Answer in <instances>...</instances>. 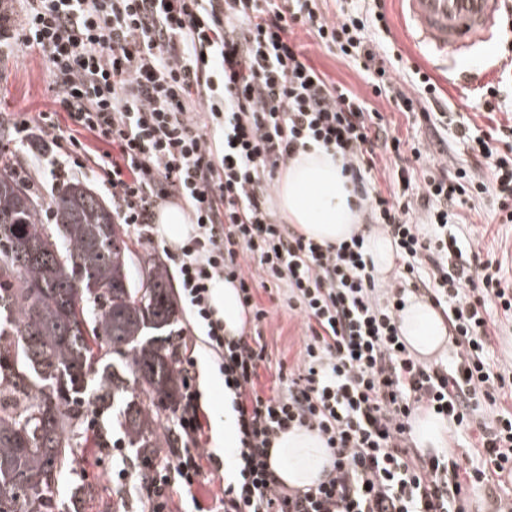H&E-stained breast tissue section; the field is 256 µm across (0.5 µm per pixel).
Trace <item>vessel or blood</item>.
<instances>
[{
    "label": "vessel or blood",
    "mask_w": 512,
    "mask_h": 512,
    "mask_svg": "<svg viewBox=\"0 0 512 512\" xmlns=\"http://www.w3.org/2000/svg\"><path fill=\"white\" fill-rule=\"evenodd\" d=\"M417 40L438 58L457 62L496 40L502 0H399Z\"/></svg>",
    "instance_id": "vessel-or-blood-1"
}]
</instances>
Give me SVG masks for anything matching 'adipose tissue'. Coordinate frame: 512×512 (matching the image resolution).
Segmentation results:
<instances>
[{"label":"adipose tissue","mask_w":512,"mask_h":512,"mask_svg":"<svg viewBox=\"0 0 512 512\" xmlns=\"http://www.w3.org/2000/svg\"><path fill=\"white\" fill-rule=\"evenodd\" d=\"M276 203L281 215L305 237L322 245H339L356 233H364L377 272L393 265V249L380 227H367L365 205L352 192L342 173V163L332 152L308 145L291 157L277 184ZM189 208L169 204L155 216V232L167 244L178 245L194 231ZM214 318L223 320L227 335H239L245 325L237 289L226 280L210 287ZM400 332L411 350L428 357L441 350L448 328L430 302L410 298L402 313ZM277 478L287 486L304 488L318 483L330 468V456L317 433L292 428L279 434L269 450Z\"/></svg>","instance_id":"1"}]
</instances>
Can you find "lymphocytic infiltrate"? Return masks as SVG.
Here are the masks:
<instances>
[{"mask_svg":"<svg viewBox=\"0 0 512 512\" xmlns=\"http://www.w3.org/2000/svg\"><path fill=\"white\" fill-rule=\"evenodd\" d=\"M19 32L0 17V48L15 39L48 59L70 122L112 147L96 158L121 223L149 236L154 210L176 199L196 231L179 246L181 292L219 359L236 415V471L224 512H470L487 492L488 512H512V362L493 360V312L512 317V281L495 257L462 238L456 210L492 195V217L512 223V125L484 134L459 122L469 169L389 134L383 116L312 65L298 30L362 64L375 95L399 111H443L435 82L398 87L366 30H386L383 11L327 19L319 0H25ZM334 150L369 218L391 237L398 268L379 287L365 238L339 246L305 238L269 206L274 181L300 149ZM398 161V188L371 180L378 155ZM489 169L491 180L479 176ZM236 283L254 324L268 310L259 290H283L304 320L298 361L270 366L259 338L228 336L209 305L212 283ZM427 297L448 327L449 359L427 363L400 334L406 300ZM445 421L455 443L474 436L468 459L421 451L418 412ZM317 431L331 468L317 485L281 484L268 462L279 433ZM197 394L175 411L179 447L163 467L122 471L126 490H145L149 512H167L173 484L208 481L198 446Z\"/></svg>","mask_w":512,"mask_h":512,"instance_id":"1","label":"lymphocytic infiltrate"}]
</instances>
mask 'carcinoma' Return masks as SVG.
I'll list each match as a JSON object with an SVG mask.
<instances>
[{
    "label": "carcinoma",
    "mask_w": 512,
    "mask_h": 512,
    "mask_svg": "<svg viewBox=\"0 0 512 512\" xmlns=\"http://www.w3.org/2000/svg\"><path fill=\"white\" fill-rule=\"evenodd\" d=\"M9 170L0 167V512H57L47 467L71 465L81 404L119 405L142 459L161 447L160 409L175 410L182 389L177 310L158 266L133 277L112 209L89 186L63 187L44 224Z\"/></svg>",
    "instance_id": "obj_1"
}]
</instances>
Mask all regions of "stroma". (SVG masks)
Returning <instances> with one entry per match:
<instances>
[{
    "instance_id": "stroma-1",
    "label": "stroma",
    "mask_w": 512,
    "mask_h": 512,
    "mask_svg": "<svg viewBox=\"0 0 512 512\" xmlns=\"http://www.w3.org/2000/svg\"><path fill=\"white\" fill-rule=\"evenodd\" d=\"M388 29L380 33L379 41L392 56L398 57L402 75L421 69L431 76L448 99L449 110L445 123L469 118L482 132L501 125H512V12L504 13L502 37L496 41L490 54L473 57V68L484 71L485 82L501 84L506 108L486 111L476 101L481 89L477 83H465L455 76L456 66L443 63L421 45L414 43L411 29L400 13L397 0H384ZM298 40L307 58L333 82L340 84L385 117L388 130L401 138L419 142L427 140V125L420 114L399 112L392 100L374 96L361 71L336 52L320 45L313 35L298 31ZM484 82V83H485ZM57 90L43 55L35 50H19L0 55V154L14 165H26L34 146L43 145V137L34 144H18L13 139V122L20 118L38 119L40 113L54 114L60 128H68L69 121L56 97ZM491 196L476 200L474 208L460 211V228L468 239L477 240L481 251L492 253L502 263V273L512 279V223L496 224L491 220ZM124 239L131 250L133 270H141L149 263L164 269L171 296L177 309V334L174 342L179 356L194 363L192 385L198 393L200 415L203 422L201 446L211 455L204 461L205 470L213 475L211 482L194 487L191 494H173L170 512H215L217 496L227 478L224 471V443L217 434V418L224 411V379L209 352L203 336L193 325L189 310L180 294L179 260L175 249L164 241L140 238L132 227H124ZM260 299L270 314L257 328L247 327V334H260L266 344L272 363L288 365L298 361L303 349L305 327L300 315L290 311L281 298L261 293ZM93 426L109 432L110 445L106 448L77 449L72 469L61 477L56 496L60 502L74 503L76 512H144L143 496L127 493L119 480L121 470H135L141 465L120 426L114 425L111 413L94 417Z\"/></svg>"
}]
</instances>
